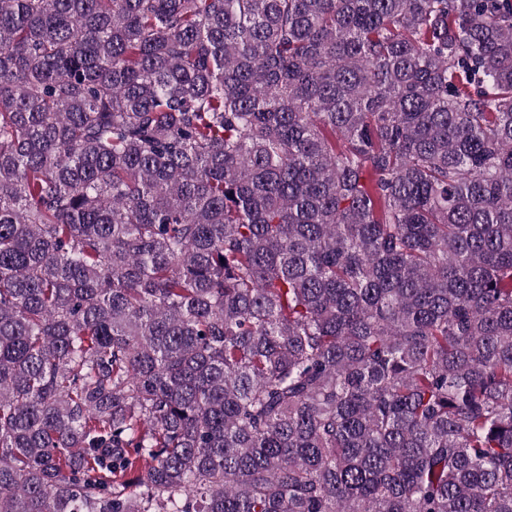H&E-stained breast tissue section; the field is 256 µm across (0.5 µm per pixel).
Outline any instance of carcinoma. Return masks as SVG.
I'll use <instances>...</instances> for the list:
<instances>
[{
	"label": "carcinoma",
	"instance_id": "1",
	"mask_svg": "<svg viewBox=\"0 0 512 512\" xmlns=\"http://www.w3.org/2000/svg\"><path fill=\"white\" fill-rule=\"evenodd\" d=\"M0 512H512V0H0Z\"/></svg>",
	"mask_w": 512,
	"mask_h": 512
}]
</instances>
